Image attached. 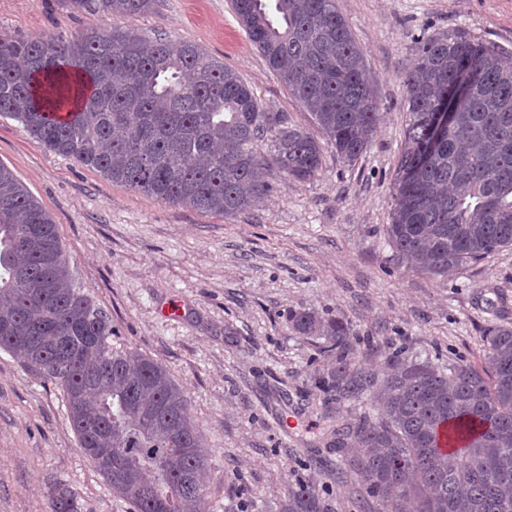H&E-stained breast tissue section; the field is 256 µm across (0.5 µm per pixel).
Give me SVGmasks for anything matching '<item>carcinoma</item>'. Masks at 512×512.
<instances>
[{
    "instance_id": "carcinoma-1",
    "label": "carcinoma",
    "mask_w": 512,
    "mask_h": 512,
    "mask_svg": "<svg viewBox=\"0 0 512 512\" xmlns=\"http://www.w3.org/2000/svg\"><path fill=\"white\" fill-rule=\"evenodd\" d=\"M120 18L157 0H62ZM249 40L319 135L264 107L240 75L198 44L115 24L67 39L0 36V115L41 147L165 204L232 217L286 182L318 173L324 149L352 162L377 132L378 104L363 52L335 0H231ZM505 51L465 31L422 41L404 78L409 120L398 158L387 244L431 276L512 246V67ZM455 102L435 136V114ZM264 142L269 151L259 149ZM325 340L336 369L329 397L379 387L378 414L336 429L352 448L336 482L398 512H512V327L485 332L484 365L434 366L396 358L380 378L355 363L342 321L292 314ZM112 324L76 288L52 216L0 163V349L56 379L80 447L132 512H201L208 459L169 371L137 366L112 346ZM282 512H334L308 481L288 488ZM53 512H78L69 489Z\"/></svg>"
}]
</instances>
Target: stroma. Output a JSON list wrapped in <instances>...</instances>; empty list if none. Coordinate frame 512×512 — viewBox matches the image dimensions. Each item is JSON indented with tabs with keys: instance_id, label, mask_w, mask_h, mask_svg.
Wrapping results in <instances>:
<instances>
[{
	"instance_id": "stroma-1",
	"label": "stroma",
	"mask_w": 512,
	"mask_h": 512,
	"mask_svg": "<svg viewBox=\"0 0 512 512\" xmlns=\"http://www.w3.org/2000/svg\"><path fill=\"white\" fill-rule=\"evenodd\" d=\"M361 47L378 130L353 163L325 151L311 181L223 217L115 185L46 151L0 117V163L55 220L75 284L112 322L114 347L165 365L188 401L208 457L207 512H276L303 478L356 512L332 468L349 451L331 431L371 411L375 395L327 404L333 366L299 335L301 310L347 322L357 359L386 375L396 351L482 367L484 332L512 326V247L431 278L387 245L393 182L408 122L403 77L419 39L459 29L512 52V0H336ZM61 0H0V32L70 35L103 25ZM123 27L189 40L234 69L271 110L313 121L248 39L231 0H157ZM81 512H128L81 448L58 382L0 350V512H51L58 486Z\"/></svg>"
}]
</instances>
